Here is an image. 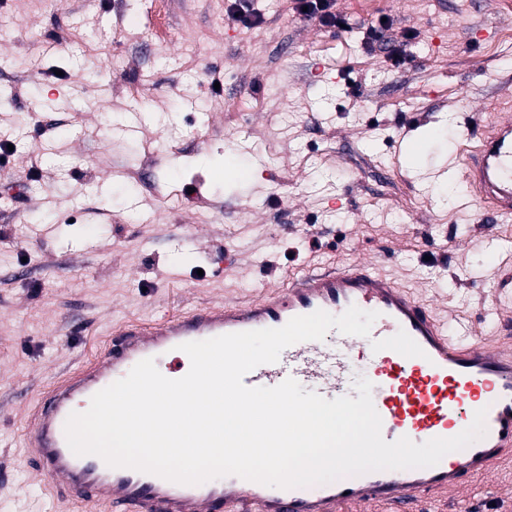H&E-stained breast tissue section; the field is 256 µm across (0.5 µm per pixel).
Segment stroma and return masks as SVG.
<instances>
[{
  "label": "stroma",
  "instance_id": "35a3bbf8",
  "mask_svg": "<svg viewBox=\"0 0 512 512\" xmlns=\"http://www.w3.org/2000/svg\"><path fill=\"white\" fill-rule=\"evenodd\" d=\"M250 6L253 27L230 0L0 5V512H95L36 477L25 415L126 321L359 257L449 326L512 318V223L440 209L432 178L512 90V0H338L343 29ZM488 500L512 512V457L428 512Z\"/></svg>",
  "mask_w": 512,
  "mask_h": 512
}]
</instances>
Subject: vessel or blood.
Returning a JSON list of instances; mask_svg holds the SVG:
<instances>
[{
  "label": "vessel or blood",
  "mask_w": 512,
  "mask_h": 512,
  "mask_svg": "<svg viewBox=\"0 0 512 512\" xmlns=\"http://www.w3.org/2000/svg\"><path fill=\"white\" fill-rule=\"evenodd\" d=\"M458 173L473 201L498 221L512 220V116L467 128ZM377 312L369 336L337 334L335 341H303L277 362L245 375L250 387H274L295 379L305 390L332 400L355 396L353 360L366 358L372 400L382 436L415 443L451 438L486 410V434L446 454L432 467L374 471L329 484L277 488L229 475L184 485L131 468L109 467L95 455H75L65 422L79 401L125 377L139 361L163 365L176 346L224 334L279 328L294 317L349 307ZM490 346L474 326L456 330L412 292L368 264L307 270L288 287L265 286L245 302L209 305L151 323L133 322L114 332L104 353L65 373L31 408L25 445L36 473L54 495L104 507L105 512H369L384 504L416 512L435 492L465 490L512 454V322H488Z\"/></svg>",
  "instance_id": "1"
}]
</instances>
